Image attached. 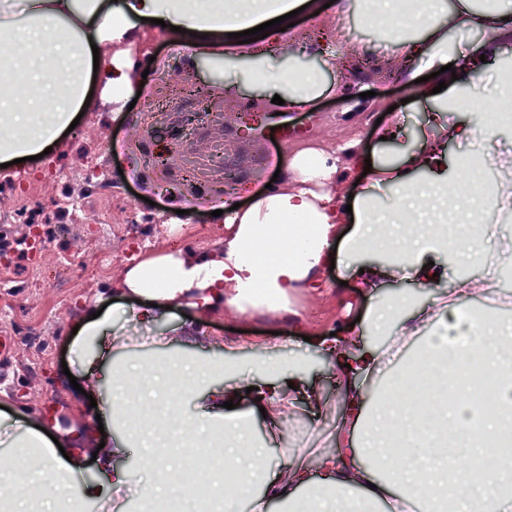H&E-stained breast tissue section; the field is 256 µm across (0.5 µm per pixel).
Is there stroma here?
<instances>
[{"instance_id": "35a3bbf8", "label": "stroma", "mask_w": 512, "mask_h": 512, "mask_svg": "<svg viewBox=\"0 0 512 512\" xmlns=\"http://www.w3.org/2000/svg\"><path fill=\"white\" fill-rule=\"evenodd\" d=\"M388 21V16L361 9L344 17L327 0H312L311 7L295 15L289 32L298 56L279 57L276 68H318V59L303 48L311 30L319 25L337 30L345 23L351 35L337 43V51L369 46L380 63L327 74V81L350 84L349 99L328 92L309 107L249 130L242 120L251 116L250 105L263 88L249 79L250 63L240 46L225 44L230 64L207 69L191 62L175 33L140 23L132 42L112 49L116 64L130 62L137 72L146 73L139 98H103L102 82L91 79L90 94L103 99L99 109L84 113L49 154L0 168V209L14 212L12 222L0 223V251L9 253L8 260L0 262V356L10 364L8 378L0 383V441L13 434L16 413H26L45 434L66 443L81 466L77 485L96 479L99 465L92 462L87 443L100 439L101 433L85 426L95 410L70 380L82 375L83 352L73 329L97 299L110 302L114 326L122 336L123 346L113 350V359L220 356V349L207 342L180 343L176 330L189 307L173 309L165 322L147 331L134 318L132 307L114 298L111 283L147 253L220 250L225 224L212 216L205 198L219 200L230 189L236 202L247 203L252 194L265 190L284 156L306 148L331 151L354 142L371 147L377 119L392 107L410 133H418L426 117L405 103L412 86L389 71L394 47L376 39ZM193 79L213 86L212 113L186 135L184 118L198 109L196 97L185 89ZM228 85L234 87L235 97L225 96ZM177 208L187 212L184 223H169ZM493 231L497 245L484 263L461 266L455 256L444 258L446 298L475 305L491 317L509 318L512 276L496 285L502 298L497 307L489 306L486 294L469 299L456 293L459 278L478 275L484 265L512 269V222L494 225ZM395 296L410 297L412 307L418 308L430 302L433 291L404 279L381 282L375 291L366 292L345 267H326L317 289L289 291L287 309L240 312L228 306L209 316L203 332L227 344H243L244 360H251L259 345L312 359L311 373L323 395L316 405L301 402L277 408L285 433L268 451L271 463H278L286 448L295 459L304 460L313 451L341 445L343 402L326 365L315 358L314 346L366 315L376 301ZM116 461L135 472L134 481L99 492L87 500L85 512H135L146 490L154 488L138 449H126Z\"/></svg>"}]
</instances>
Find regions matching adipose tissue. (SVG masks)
Here are the masks:
<instances>
[{"label":"adipose tissue","mask_w":512,"mask_h":512,"mask_svg":"<svg viewBox=\"0 0 512 512\" xmlns=\"http://www.w3.org/2000/svg\"><path fill=\"white\" fill-rule=\"evenodd\" d=\"M309 0H0V44H12L0 58V163L43 153L68 129L77 113L86 111L89 81L104 75L113 93L130 88L132 72L106 64L115 44L131 37L137 21L163 20L183 28V41L212 59L225 33L242 32L294 11ZM372 6L406 14L416 31L398 37L397 65L414 80L413 110L430 115L429 132L420 133L416 147H403L409 132L401 118L378 127L395 159L381 152L357 153L355 163L344 160L343 148L325 152L313 148L287 158L289 182L256 193L244 207L225 200L221 208L229 235L222 252L200 259L182 254L148 255L130 267L117 285L119 293L138 301L136 318L143 327L162 320L167 311L191 298L196 315L207 316L223 305L240 309L276 308L286 303L292 288L316 285L330 261L343 262L358 273L365 287L406 275L418 285L436 287L443 254L465 255L482 242L486 225L506 219L496 190L477 183L471 161L461 158L448 166L449 142H496L500 124L485 120L468 103L485 69L497 71L503 93L512 95V73L504 68L494 41L512 37V7L494 5L476 9L474 0H432L429 12L406 10L400 0H370ZM490 40L473 44L459 65H451L448 43L475 30ZM288 39L252 48L253 76L265 95V112L293 111L312 105L323 93L342 91L302 69L288 73L269 68L278 55L291 54ZM430 72L418 82L419 70ZM281 104H273V97ZM469 112L468 120L446 123L447 115ZM370 167L376 184L399 195L404 204L384 217L372 189L353 201L329 191V184L350 166ZM477 198L485 212L481 228L458 225L449 231L434 221L415 229L419 212L447 205L452 198ZM350 231H343V224ZM401 317L404 333L422 337L419 352L399 375L394 393L407 388L420 366L430 381L441 383L443 400L433 414L406 407L386 416L370 407L357 383L379 366L381 349L374 339L386 335L388 323ZM112 311L98 317L84 315L80 344H95L82 363L90 392L108 391L104 415L112 431L111 448L99 457L109 461L138 436L141 425L159 434L176 433L189 448L224 452L245 448V460L236 468L234 482L224 484V512H239L250 501L254 512L263 504L251 499L255 483L286 504L288 512H375L376 502L392 488L418 498L425 512H503L512 504V465L504 450L512 446V325L477 314L474 309L449 305L403 313L400 301H381L365 318L360 333L343 328L324 339L317 353L334 372L344 403L342 447L322 450L304 462L281 460L271 475L267 448L277 435L257 436L254 421L273 405L313 397L315 380L302 357L278 355L276 360L245 366L236 355L209 360L170 359L171 376L186 383L196 399L189 417L172 407L170 389L156 383L158 361L141 362L135 372L146 401L136 404L119 397L125 364L103 359L101 351L112 331ZM476 365L494 382L483 399L469 395L463 382L466 367ZM233 408H225V401ZM477 431H470V422ZM15 433L7 441L10 453L32 463L38 475L37 495L59 497L78 472L26 415H17ZM484 459L489 463L481 480L448 477L453 456Z\"/></svg>","instance_id":"1"}]
</instances>
